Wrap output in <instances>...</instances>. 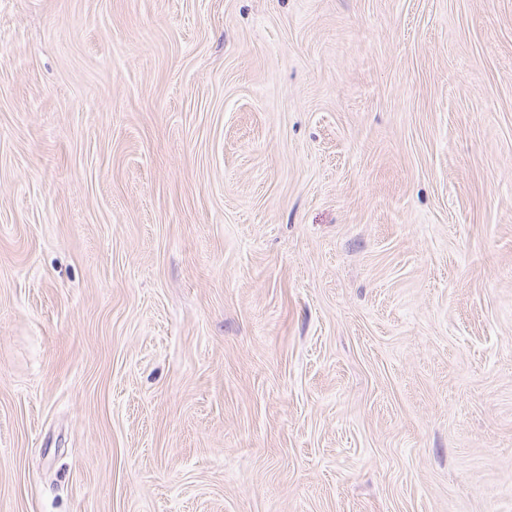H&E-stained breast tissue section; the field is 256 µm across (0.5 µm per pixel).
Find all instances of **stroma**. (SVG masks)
Here are the masks:
<instances>
[{
    "mask_svg": "<svg viewBox=\"0 0 512 512\" xmlns=\"http://www.w3.org/2000/svg\"><path fill=\"white\" fill-rule=\"evenodd\" d=\"M0 512H512V0H0Z\"/></svg>",
    "mask_w": 512,
    "mask_h": 512,
    "instance_id": "35a3bbf8",
    "label": "stroma"
}]
</instances>
